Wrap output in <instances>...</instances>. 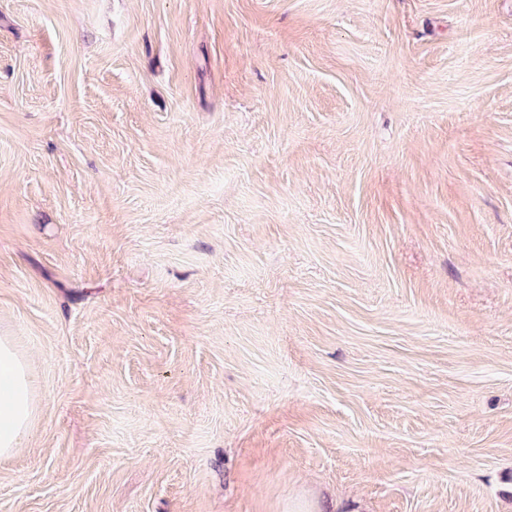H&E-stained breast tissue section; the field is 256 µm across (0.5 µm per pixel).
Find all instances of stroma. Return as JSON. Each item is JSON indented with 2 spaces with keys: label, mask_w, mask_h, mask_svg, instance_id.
I'll list each match as a JSON object with an SVG mask.
<instances>
[{
  "label": "stroma",
  "mask_w": 512,
  "mask_h": 512,
  "mask_svg": "<svg viewBox=\"0 0 512 512\" xmlns=\"http://www.w3.org/2000/svg\"><path fill=\"white\" fill-rule=\"evenodd\" d=\"M0 512H512V0H0ZM38 402L29 357L12 336H0V458L11 456L30 435Z\"/></svg>",
  "instance_id": "stroma-1"
}]
</instances>
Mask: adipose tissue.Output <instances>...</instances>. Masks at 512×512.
Returning a JSON list of instances; mask_svg holds the SVG:
<instances>
[{"label": "adipose tissue", "instance_id": "ef3b65f1", "mask_svg": "<svg viewBox=\"0 0 512 512\" xmlns=\"http://www.w3.org/2000/svg\"><path fill=\"white\" fill-rule=\"evenodd\" d=\"M38 413L29 357L12 337L0 336V458L11 456L28 438Z\"/></svg>", "mask_w": 512, "mask_h": 512}]
</instances>
